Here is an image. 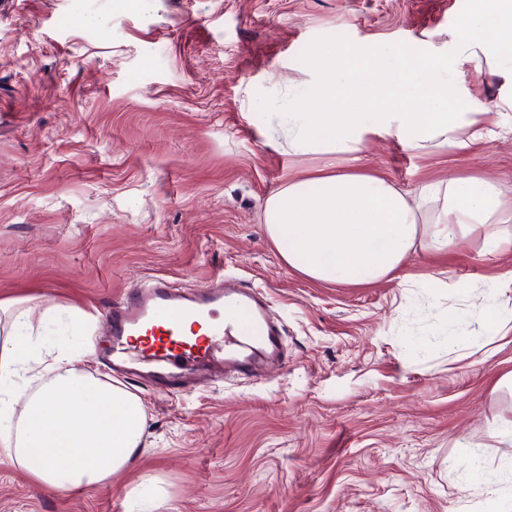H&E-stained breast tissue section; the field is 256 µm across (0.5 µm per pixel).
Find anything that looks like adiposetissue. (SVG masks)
Listing matches in <instances>:
<instances>
[{"label": "adipose tissue", "instance_id": "adipose-tissue-1", "mask_svg": "<svg viewBox=\"0 0 512 512\" xmlns=\"http://www.w3.org/2000/svg\"><path fill=\"white\" fill-rule=\"evenodd\" d=\"M458 35L457 57L434 53L393 65L385 81L370 78L369 44L319 49L309 78L287 96H266L260 135L297 154L357 151L370 137L409 148L464 150L480 140L473 102L454 64L512 61V0H477ZM429 108L413 111L408 88ZM317 103L314 112L306 103ZM411 201L387 181L328 171L293 180L265 200L263 228L282 261L321 282L372 284L397 277L415 248L445 250L479 235L487 253L512 246L506 202L492 172L422 186ZM442 197V214L422 219L420 199ZM45 312L0 302V454L51 488L87 489L126 470L144 447L140 398L120 382L78 367L71 340L46 336Z\"/></svg>", "mask_w": 512, "mask_h": 512}]
</instances>
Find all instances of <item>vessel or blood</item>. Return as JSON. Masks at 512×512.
<instances>
[{"mask_svg": "<svg viewBox=\"0 0 512 512\" xmlns=\"http://www.w3.org/2000/svg\"><path fill=\"white\" fill-rule=\"evenodd\" d=\"M266 308L255 290L231 287L223 278L192 292L154 278L110 308V364L122 375L146 373L166 392L182 387L186 370L195 367L216 375L230 365L253 371L281 345ZM135 335L144 336V343L131 346Z\"/></svg>", "mask_w": 512, "mask_h": 512, "instance_id": "vessel-or-blood-1", "label": "vessel or blood"}]
</instances>
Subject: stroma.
I'll list each match as a JSON object with an SVG mask.
<instances>
[{
    "mask_svg": "<svg viewBox=\"0 0 512 512\" xmlns=\"http://www.w3.org/2000/svg\"><path fill=\"white\" fill-rule=\"evenodd\" d=\"M475 0H0V301L92 315L85 369L105 375L103 317L159 276H214L267 299L283 357L178 393L132 376L145 450L110 482L43 487L0 461V512H484L512 497V340L489 337L456 281L497 288L512 249L479 236L419 249L399 277L319 282L288 267L268 195L319 171L407 191L492 171L512 186V76L460 67L485 137L468 151L396 138L293 154L258 133L262 94L308 77L320 46L373 45L384 66L453 53ZM480 468H471L470 453ZM471 492H461L463 484Z\"/></svg>",
    "mask_w": 512,
    "mask_h": 512,
    "instance_id": "1",
    "label": "stroma"
}]
</instances>
